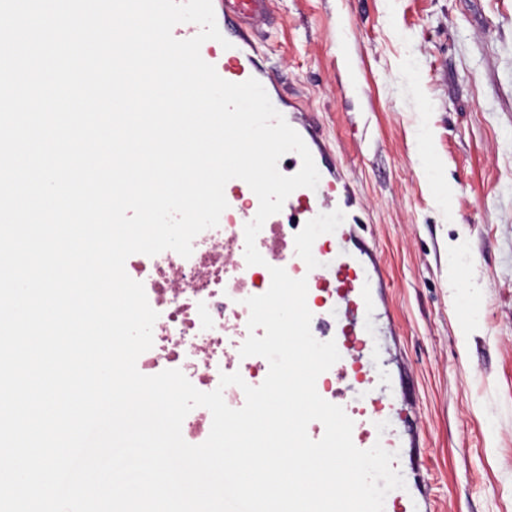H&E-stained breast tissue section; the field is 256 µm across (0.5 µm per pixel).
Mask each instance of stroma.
<instances>
[{
  "label": "stroma",
  "instance_id": "stroma-1",
  "mask_svg": "<svg viewBox=\"0 0 512 512\" xmlns=\"http://www.w3.org/2000/svg\"><path fill=\"white\" fill-rule=\"evenodd\" d=\"M254 38L362 203L434 512H512V0H272Z\"/></svg>",
  "mask_w": 512,
  "mask_h": 512
}]
</instances>
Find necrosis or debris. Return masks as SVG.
Instances as JSON below:
<instances>
[{
	"label": "necrosis or debris",
	"mask_w": 512,
	"mask_h": 512,
	"mask_svg": "<svg viewBox=\"0 0 512 512\" xmlns=\"http://www.w3.org/2000/svg\"><path fill=\"white\" fill-rule=\"evenodd\" d=\"M255 244L264 259L260 265L245 260L243 225L222 222L194 238L190 257L171 250L128 257L127 274L143 283L150 306L159 314L153 345L137 360L142 374L178 369L200 391L222 389L230 408L244 406L243 386L221 387L220 376L237 372L244 385L256 387L268 374L265 358L239 354L249 334L245 300L265 293L269 266L287 259L288 229L263 225Z\"/></svg>",
	"instance_id": "obj_1"
}]
</instances>
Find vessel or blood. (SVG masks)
Returning <instances> with one entry per match:
<instances>
[{
  "instance_id": "vessel-or-blood-1",
  "label": "vessel or blood",
  "mask_w": 512,
  "mask_h": 512,
  "mask_svg": "<svg viewBox=\"0 0 512 512\" xmlns=\"http://www.w3.org/2000/svg\"><path fill=\"white\" fill-rule=\"evenodd\" d=\"M221 33L230 43L224 54H217L214 41H206L202 58L212 64L224 80L241 83L257 79L266 90L277 111L287 114L289 125L302 137L320 173L316 189H296L286 199L283 210L299 216L305 224H332L336 227L334 246L326 247L308 241L303 253L288 267L290 277L307 281L306 302L313 308L311 332L323 340L335 341L340 354L330 372L336 377L333 404L349 410L354 423L352 439L355 446L366 450L382 444L389 451L404 452L416 459L419 434L409 412L397 409L391 396L375 397L364 393L362 384L369 382L373 371L370 363L352 360V352L368 343V322L372 317L374 297L384 295L388 283L371 244L358 233L359 218L356 199L343 182L318 127L307 118L300 105L284 99L278 92L274 71L267 66L253 34L257 22L266 20L271 0H222ZM224 195L231 204L247 198L244 210L226 209L234 219H254L259 201L251 188L240 179L230 180ZM331 289L326 304H317L318 289ZM430 499L421 481L395 490L386 501V512H429Z\"/></svg>"
}]
</instances>
